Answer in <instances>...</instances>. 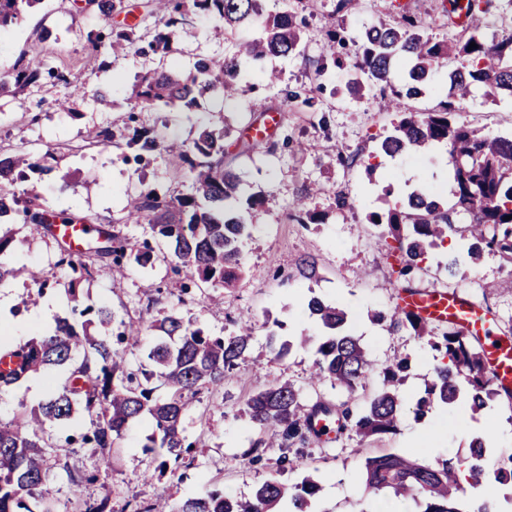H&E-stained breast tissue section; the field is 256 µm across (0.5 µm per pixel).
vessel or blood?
I'll use <instances>...</instances> for the list:
<instances>
[{"mask_svg":"<svg viewBox=\"0 0 512 512\" xmlns=\"http://www.w3.org/2000/svg\"><path fill=\"white\" fill-rule=\"evenodd\" d=\"M401 311L432 324H452L482 342L484 363L498 387L512 391V339L500 338L491 329L483 308L466 294L438 289L403 292Z\"/></svg>","mask_w":512,"mask_h":512,"instance_id":"b4317fda","label":"vessel or blood"}]
</instances>
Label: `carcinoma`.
Masks as SVG:
<instances>
[{
  "label": "carcinoma",
  "instance_id": "obj_1",
  "mask_svg": "<svg viewBox=\"0 0 512 512\" xmlns=\"http://www.w3.org/2000/svg\"><path fill=\"white\" fill-rule=\"evenodd\" d=\"M44 2L0 0V31ZM155 4L158 12L167 15L166 27L174 31L184 25L185 11L193 9L222 22L226 31L249 28L257 36L240 42L237 51L223 59L197 61L186 76L145 74L136 96L148 104L162 102L190 110L196 106L197 96L215 89L224 98L234 99L242 92L238 84L242 60L262 62L288 56L297 52L302 42V28L293 16L286 11L264 13L263 0H155ZM450 5L452 11L463 9L471 17L458 36L433 40L421 33L417 19L405 17L394 25L381 23L368 28L356 52L355 67L370 81L390 88L392 108L400 113L393 133L381 141L380 150L394 155L404 149L422 151L445 143L454 164L455 201L451 205L443 206L433 190L427 189L411 193L403 206L369 215L370 223L384 227V239L397 243L395 274L407 284L421 270L427 250L446 240L448 230L461 215L469 218L461 237L471 260L490 251L512 261V138H488L477 129L451 121L456 105L477 87L489 98L512 99V32L499 38L485 37L483 20L476 16L479 0H466L464 5L461 0H450ZM135 41L133 29H112L106 37L97 36L93 45L118 54ZM472 42L477 45L473 50L469 49ZM461 55L469 57V66L448 71V95L439 109L418 112L406 106L412 96L429 88L434 67ZM42 69V60L31 58L14 71L1 73L0 92L23 90ZM130 144L178 159L188 167L192 183L190 193L171 200L154 192L132 198L126 223L144 224L152 235L164 239L176 266L185 268L192 279L214 287H235L245 274L241 245L251 237L249 218L263 199L256 194L242 195L240 177L224 164V157L233 145H241L242 155L252 152L254 145L206 128L189 143L163 140L151 129L136 128ZM36 169L24 155H0V224L19 212L23 223L43 235L54 234L57 223L92 224L86 215L46 205L34 184L24 196L16 195L13 185L29 180V173ZM93 232L79 254L60 245L57 265L71 270L67 291L73 297L81 280L91 276L94 269L130 262L146 266L152 260L150 248H138L110 227L95 226ZM296 275L303 280L315 279L317 259H301ZM19 276L42 288L47 285L41 272L24 266L13 268L0 261V282ZM307 308L328 331L316 349L312 377L329 379L354 394L373 371L366 349L346 330L344 310L315 296L308 300ZM80 316L84 320H62L53 333L24 343L0 336V355L9 359L7 368L0 372V392L21 386L41 369L69 367L64 385L46 402L0 422V512H55L56 493L45 467L50 448L44 438L45 425H66L79 413L91 417L90 429L80 435L81 445L102 455L147 414L151 428L148 447L165 451L159 468L165 469L170 459L179 461L192 448L186 442L183 417L193 398L203 388L224 386L250 349L248 335L210 336L193 321L169 314L152 324L157 336L147 358L155 371L120 373V349L91 332L96 324H110V311L87 306ZM378 321L392 328L408 327L418 338L429 334L419 317L395 309L378 315ZM428 343L446 363L435 367L424 396L416 402L417 414H425L435 403L454 404L463 386L468 389L473 412L502 396L484 368L481 347L462 330L450 327L430 337ZM80 351L83 357L78 360L75 355ZM405 369L402 359L387 364L381 371V388L360 406L348 400L335 407L321 401L309 405L301 391L285 381L252 396L247 412L256 427L281 438L282 448L319 437L315 423L320 417L336 418L338 429L349 427L363 440L393 433L403 410L397 384ZM154 378L167 388L163 400L154 397ZM363 478L373 492L389 488L397 498H424L423 512H490L485 503L466 497L465 486L478 488L487 478L486 470L477 463L443 458L425 466L411 456L387 453L365 460ZM318 491L317 483L308 476L296 484L292 494L280 482L266 480L247 499L213 492L188 498L176 507L161 501L155 508L134 512H276L286 497L289 512H312L311 500Z\"/></svg>",
  "mask_w": 512,
  "mask_h": 512
}]
</instances>
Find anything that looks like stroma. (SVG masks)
I'll list each match as a JSON object with an SVG mask.
<instances>
[{"mask_svg":"<svg viewBox=\"0 0 512 512\" xmlns=\"http://www.w3.org/2000/svg\"><path fill=\"white\" fill-rule=\"evenodd\" d=\"M114 4L113 27L134 28L138 37L119 57L92 49L88 37L104 22L84 0H45L40 10L0 34V72L32 57L42 59L47 68L23 95L0 93V152L24 153L49 166V173L37 180L51 208L90 215L98 223L115 226L131 242H148L154 254H163L164 242L148 238L143 225L126 223L127 198L147 191L169 199L188 193L191 176L162 155L132 146L134 129L144 127L159 138L188 142L204 128L245 131L253 119L272 110L280 113L281 122L273 136L274 152L259 149L252 157L232 162L245 194L264 199L252 236L242 245L246 275L237 287L190 284L185 269L163 262L152 268H101L84 282L83 304L107 307L113 314L112 331H121L129 322L142 328L140 343L123 353L126 369L146 364V350L153 341L149 326L171 311L192 318L206 334L234 336L248 328L253 339L249 356L239 362L232 378L222 388L197 395L183 420L193 448L165 471L157 469L162 450L146 447L147 423L131 426L116 442L108 471L91 449L66 442L67 436L89 428L87 415H78L67 426H48L46 467L58 489V512H84L89 499L102 503L105 512H132V505H147L160 497L176 504L215 490L246 498L265 480L274 478L291 488L306 476L320 487L315 512H372L380 498L391 501L394 512H421L419 504L394 497L391 491L367 492L362 478L366 458L384 453L409 455L423 463L464 458L478 433L490 437L492 444L485 457L489 476L475 497L482 501L498 496L506 484L494 472L512 456V404L495 401L474 414L459 402L415 416V403L437 364L436 353L409 330H392L374 319L377 312L395 307L402 284L394 273V249L368 215L403 204L420 188L437 189L440 198H447L452 186L448 148L436 144L423 152L380 154L378 145L399 116L385 109L387 94L380 86H366L359 96L350 91L351 84L362 78L352 54L366 27L414 16L424 21L426 36L450 38L461 24L449 14L448 0H359L353 11L342 8L341 0H267L266 11H290L303 26L305 40L299 52L267 65H245L244 79L257 84V91L234 100L211 92L198 97L189 112L160 103L148 106L132 97L137 76L186 72L197 59L228 56L239 34L225 32L214 18L196 12L175 36L176 53L167 55L150 48L164 31L165 20L152 13L148 0ZM336 28L345 42L333 46L328 33ZM270 66L280 71L281 80L266 87L263 75ZM99 90L111 97V108L97 103ZM290 90L299 93V101H287ZM64 97L71 98V111L56 110V100ZM455 120L492 137H507L512 135V101L491 104L479 88L461 104ZM104 130L111 131V144L91 145V138ZM330 154L347 157V164L327 166ZM315 184L323 185L324 193H311ZM299 199L318 216V223L292 219L293 204ZM11 230L15 245L5 262L37 266L49 279L42 292L21 279L0 284V300L10 302L8 318L0 324L10 332L21 329L28 340L44 333L38 316L44 307H51L53 319L70 317L72 303L65 289L69 271L57 266L58 249L52 240L17 222ZM457 241L452 230L443 245L430 250L414 287L464 292L488 309L496 334L512 336V289L502 286L512 279V266L486 252L475 261L461 258L456 277L445 278L437 265L447 261ZM307 256L319 262L318 277L311 281L296 276L297 263ZM312 296L347 312V330L359 338L373 362L374 376L351 396L356 403H364L380 387L377 371L387 360L407 359L409 368L400 387L405 403L401 423L395 433L366 441L344 430L303 446L253 453L251 445L260 432L244 411L252 394L288 381L309 402L336 404L350 397L331 382L310 380L314 347H295L279 358L266 345L271 333L285 339L301 333L321 336L320 325L306 310ZM67 375L61 368L41 370L22 386L0 393V420L44 402ZM423 429H440L444 436L426 449L414 440ZM284 456L289 459L285 466L280 463ZM73 475L83 477V484H71Z\"/></svg>","mask_w":512,"mask_h":512,"instance_id":"35a3bbf8","label":"stroma"}]
</instances>
